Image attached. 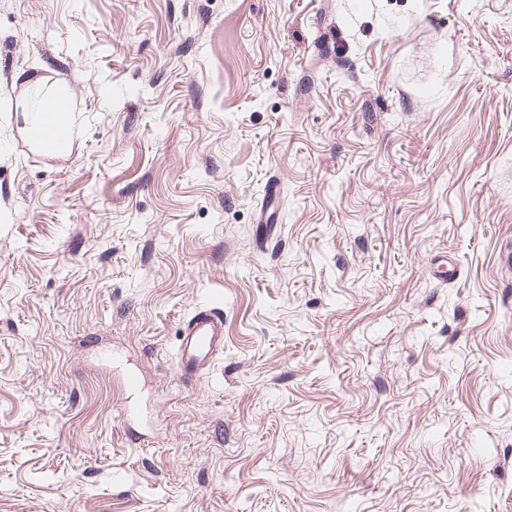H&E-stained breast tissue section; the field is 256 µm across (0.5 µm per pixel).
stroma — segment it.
Instances as JSON below:
<instances>
[{"label": "stroma", "mask_w": 512, "mask_h": 512, "mask_svg": "<svg viewBox=\"0 0 512 512\" xmlns=\"http://www.w3.org/2000/svg\"><path fill=\"white\" fill-rule=\"evenodd\" d=\"M0 512H512V0H0ZM68 100L64 91L43 93L36 97L31 105L22 110L24 127L29 134L37 138L39 144L54 153H64L70 148V126L65 119ZM58 128L62 137L47 146L43 134L47 129ZM224 353V310L222 307H198L181 323L177 372L183 383L194 384Z\"/></svg>", "instance_id": "stroma-1"}]
</instances>
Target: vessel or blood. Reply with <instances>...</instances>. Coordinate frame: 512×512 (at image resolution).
Listing matches in <instances>:
<instances>
[{"instance_id": "obj_1", "label": "vessel or blood", "mask_w": 512, "mask_h": 512, "mask_svg": "<svg viewBox=\"0 0 512 512\" xmlns=\"http://www.w3.org/2000/svg\"><path fill=\"white\" fill-rule=\"evenodd\" d=\"M224 352V310L204 305L181 324L177 372L183 383L194 384Z\"/></svg>"}]
</instances>
